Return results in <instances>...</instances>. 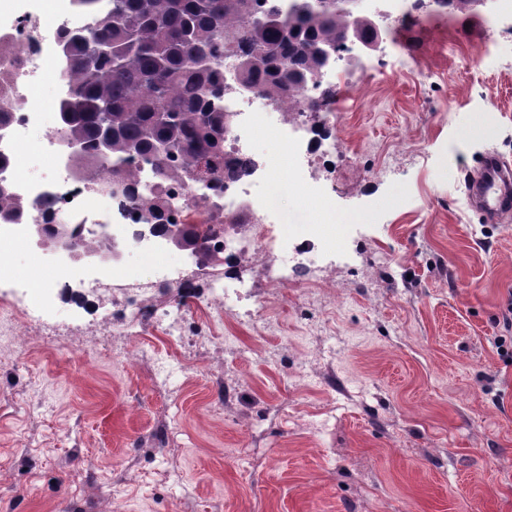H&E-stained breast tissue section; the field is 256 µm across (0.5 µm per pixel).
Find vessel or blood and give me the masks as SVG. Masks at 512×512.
Returning <instances> with one entry per match:
<instances>
[{
  "mask_svg": "<svg viewBox=\"0 0 512 512\" xmlns=\"http://www.w3.org/2000/svg\"><path fill=\"white\" fill-rule=\"evenodd\" d=\"M473 210L484 222L496 224L512 215V166L486 155L465 182Z\"/></svg>",
  "mask_w": 512,
  "mask_h": 512,
  "instance_id": "obj_1",
  "label": "vessel or blood"
}]
</instances>
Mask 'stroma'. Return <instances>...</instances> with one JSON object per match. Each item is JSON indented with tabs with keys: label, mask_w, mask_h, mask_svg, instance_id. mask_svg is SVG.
<instances>
[{
	"label": "stroma",
	"mask_w": 512,
	"mask_h": 512,
	"mask_svg": "<svg viewBox=\"0 0 512 512\" xmlns=\"http://www.w3.org/2000/svg\"><path fill=\"white\" fill-rule=\"evenodd\" d=\"M489 16L452 26L419 0L380 26L428 72L348 64L336 163L310 171L344 219L310 255L329 287L279 257L238 269L271 332L225 319L168 389L60 302L46 315L68 346L0 335V512H512V223L481 222L464 188L484 155L512 163V13ZM254 149L269 193L303 209L275 126ZM34 267L53 278L18 250L0 300L24 303L14 279Z\"/></svg>",
	"instance_id": "35a3bbf8"
}]
</instances>
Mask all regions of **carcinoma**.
<instances>
[{"label": "carcinoma", "mask_w": 512, "mask_h": 512, "mask_svg": "<svg viewBox=\"0 0 512 512\" xmlns=\"http://www.w3.org/2000/svg\"><path fill=\"white\" fill-rule=\"evenodd\" d=\"M261 13L252 0H112L108 18L61 36L62 64L73 89L59 104L66 132L83 146L81 159L112 165L127 182L125 164L136 156L156 160L158 147L175 149L187 172L205 162L211 174L224 152V94L219 70L224 56L240 58L242 81L278 96L287 85L302 88L321 68L319 47L336 46L354 29L364 42L376 30L361 14L336 0L319 7ZM112 131L108 157L99 156L104 128ZM21 204L0 192V215L15 217Z\"/></svg>", "instance_id": "obj_1"}]
</instances>
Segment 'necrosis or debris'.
<instances>
[{"label": "necrosis or debris", "mask_w": 512, "mask_h": 512, "mask_svg": "<svg viewBox=\"0 0 512 512\" xmlns=\"http://www.w3.org/2000/svg\"><path fill=\"white\" fill-rule=\"evenodd\" d=\"M41 0H20L16 10L0 20V40L12 47L9 56L0 59V108L11 117L0 129V156L7 160L0 177L9 191L25 202L22 219L0 218V265L9 263L18 247L30 245V225L71 224L83 248H99L118 237L112 224L113 214L125 223L137 224L145 202L163 197L164 215L172 224H206L210 227L208 246L214 261L231 258L249 263L263 254H275L287 248L289 241L310 237L318 225L332 224L336 213L329 199L317 192L308 195L309 215L297 218L288 213L265 189L273 177L268 158L255 157L252 136L264 129V119L273 117L283 128H300L309 115L321 114L326 126L312 147L315 161L336 160V94L345 93L344 72L330 66L321 82L307 85L301 100L288 96L270 98L260 91L239 89V60L224 58L222 69L224 108L236 113L237 121L224 141L220 162L221 175L215 176L203 190L193 188L185 174L165 177L148 164L134 163L135 179L129 197L112 194V175L108 172H83L77 169L70 151L63 145L59 130V103L69 87L61 71L58 35L62 30L76 31L108 14V0H98L95 11L76 9L74 0H54L52 21H44ZM40 133V151L45 161L42 174L21 175L19 157L33 133ZM252 161L248 173L236 174L239 161ZM149 261L146 275L115 283L100 270L60 268L51 283L53 291L83 289L85 295L112 298L121 294L119 309L102 317L103 330L120 325L125 334L135 337L142 324L160 329L165 342L173 347H203L217 334L233 310L228 305V284L224 275H208L202 283L185 280L179 267L160 258L157 247L144 251ZM16 287L26 295L24 307L0 306V331L11 336L17 348H25L32 330L45 336L60 335L59 327L42 321L40 313L48 301L46 293L34 290L30 281L17 279ZM203 289L195 305L204 311L208 331L193 329L183 308L157 313L155 294L163 288Z\"/></svg>", "instance_id": "necrosis-or-debris-1"}]
</instances>
